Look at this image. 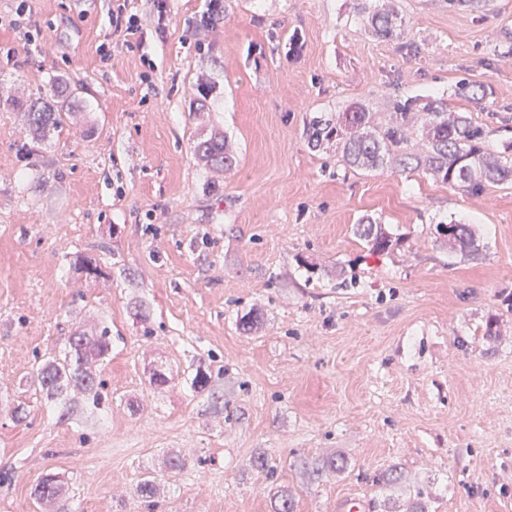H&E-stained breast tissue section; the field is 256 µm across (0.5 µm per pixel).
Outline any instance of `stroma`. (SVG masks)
Returning a JSON list of instances; mask_svg holds the SVG:
<instances>
[{
	"label": "stroma",
	"mask_w": 512,
	"mask_h": 512,
	"mask_svg": "<svg viewBox=\"0 0 512 512\" xmlns=\"http://www.w3.org/2000/svg\"><path fill=\"white\" fill-rule=\"evenodd\" d=\"M220 2L166 0L159 33L133 0L143 37L106 61L112 0H0V512H149L146 474L151 512H272L284 488L295 512H405L419 488L427 512H512V183L352 170L306 139L315 116L464 79L489 94L453 109L512 141V0H397L398 41L361 21L387 0ZM61 77L82 101L33 144L24 112ZM214 134L232 170L194 154ZM365 218L387 253L355 235ZM451 220L477 258L435 239ZM104 328L101 401L70 392L61 419L33 369ZM331 455L343 471L314 476ZM393 465L402 481L374 488ZM356 234L366 242L373 253H385L393 246V237L385 227L369 219H363L357 224Z\"/></svg>",
	"instance_id": "stroma-1"
}]
</instances>
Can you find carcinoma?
<instances>
[{"label":"carcinoma","mask_w":512,"mask_h":512,"mask_svg":"<svg viewBox=\"0 0 512 512\" xmlns=\"http://www.w3.org/2000/svg\"><path fill=\"white\" fill-rule=\"evenodd\" d=\"M362 23L378 38L397 40L401 35L402 18L393 6L372 11L362 9ZM454 96L482 101L487 90L461 80ZM29 125L38 135L49 129L61 128L70 112L59 99L30 106ZM308 144L319 148L336 142L343 164L352 169L375 171L388 165L403 171H422L435 181L462 192H477L484 185L512 182V141L498 150L487 146L485 127L474 121L468 112H454L448 99L442 96L401 100L396 95L390 100V112L385 118L361 102L350 106L336 117L317 116L306 129ZM195 154L213 166L226 170L235 165V156L221 136H210L197 141ZM436 232L443 236L450 249L468 258L479 255L471 227L456 221L436 225ZM356 234L364 240L369 250L385 253L393 246L392 235L381 224L369 219L357 224ZM74 265L89 278L102 275L97 261L87 257L75 260ZM112 350V336L103 330L97 336L87 337L75 332L68 339L63 357L53 358L39 366L33 373L41 391L50 398L59 399L70 390L93 394L96 377L89 370L93 361H102ZM402 472L392 466L369 478L375 488L396 484ZM155 477L140 478L136 494L143 503H152L155 496ZM62 493L61 484L53 476L41 480L32 491L37 501L52 503ZM273 512H294L295 496L292 491H282L274 499Z\"/></svg>","instance_id":"cac0c4a2"}]
</instances>
